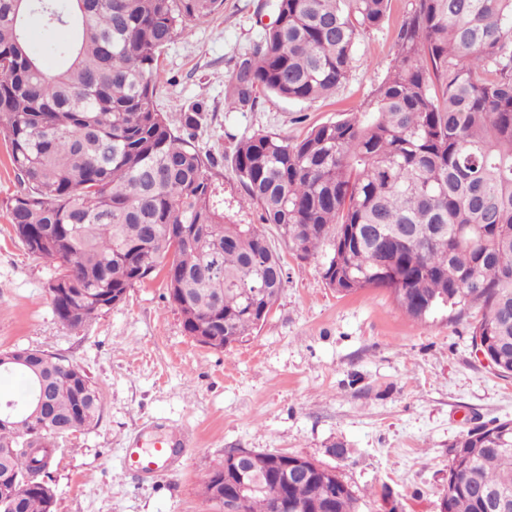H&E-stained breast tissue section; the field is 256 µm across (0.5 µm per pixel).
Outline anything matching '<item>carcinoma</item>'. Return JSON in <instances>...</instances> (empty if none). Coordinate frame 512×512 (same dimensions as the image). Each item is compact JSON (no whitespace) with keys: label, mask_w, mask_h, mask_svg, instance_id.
<instances>
[{"label":"carcinoma","mask_w":512,"mask_h":512,"mask_svg":"<svg viewBox=\"0 0 512 512\" xmlns=\"http://www.w3.org/2000/svg\"><path fill=\"white\" fill-rule=\"evenodd\" d=\"M388 0H275L274 20L240 58L225 92L230 106L260 93L289 101L333 94L347 79L359 35L385 20ZM223 0H0V135L24 185L10 222L27 251L57 269L48 293L64 325L79 328L130 289L162 276L187 335L224 349L260 329L285 285L265 231L224 212L207 175L214 157L195 144L204 106L179 124L157 109L154 76L163 48ZM62 27L49 70L28 48L27 21ZM241 189L298 258L322 259L341 294L385 288L411 319L476 306L473 336L512 375V0H416L399 32L395 64L371 107L313 127L299 141L255 133L234 145ZM17 377L30 399L34 372L50 380V418L0 426L15 450L19 482L0 512H54L47 481L58 440L96 425L102 394L76 362L25 356ZM504 421L453 445L467 473L448 490L447 512H483L481 490L512 496V446L494 445ZM249 476L290 498L357 512L338 477L313 470L287 482L267 468ZM234 480L219 463L204 495ZM241 512H276L256 493Z\"/></svg>","instance_id":"carcinoma-1"}]
</instances>
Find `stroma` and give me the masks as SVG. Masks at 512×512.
<instances>
[{"label":"stroma","mask_w":512,"mask_h":512,"mask_svg":"<svg viewBox=\"0 0 512 512\" xmlns=\"http://www.w3.org/2000/svg\"><path fill=\"white\" fill-rule=\"evenodd\" d=\"M273 0H224L162 51L156 105L179 119L196 101L206 111L196 143L213 155L209 176L230 212L257 222L231 166L236 140L253 133L302 138L340 112L365 109L397 52L415 0H389L380 27L355 45L348 79L329 98L293 102L259 95L231 109L225 88L237 60L274 18ZM23 185L0 138V350L39 349L80 364L103 395L98 423L62 442L50 468L56 512H221L202 480L227 451L247 448L310 458L335 471L357 512H440L452 445L468 431L512 420V377L477 356L470 308L408 318L390 293L329 288L319 260L278 245L285 286L249 341L224 350L188 336L161 278L132 288L123 303L83 328L63 325L48 285L53 269L30 255L9 218ZM191 433L182 467L152 480L123 470L124 448L141 437Z\"/></svg>","instance_id":"obj_1"}]
</instances>
